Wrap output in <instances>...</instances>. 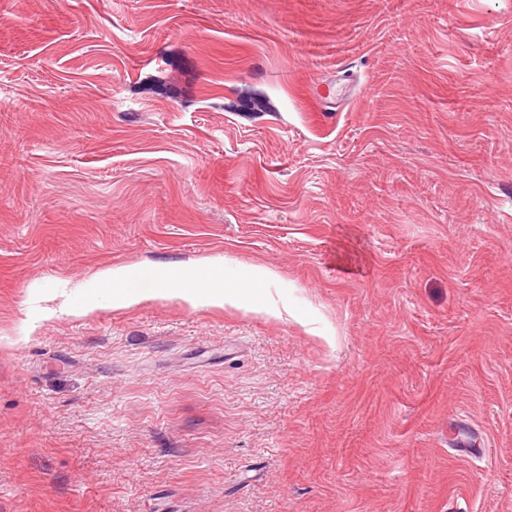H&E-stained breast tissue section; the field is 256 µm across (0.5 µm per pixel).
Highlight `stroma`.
Listing matches in <instances>:
<instances>
[{
  "instance_id": "1",
  "label": "stroma",
  "mask_w": 512,
  "mask_h": 512,
  "mask_svg": "<svg viewBox=\"0 0 512 512\" xmlns=\"http://www.w3.org/2000/svg\"><path fill=\"white\" fill-rule=\"evenodd\" d=\"M0 512H512V0H0ZM226 265L227 262L225 261L223 264V259L196 262L189 266L188 268L191 269L184 273L182 272L188 268L174 274H158V279L151 280L147 285L140 288H129L131 272L126 267H108L98 271L93 280L87 282V284H95L97 288H108L112 292L113 301L118 305L128 306L155 298L163 293L175 292L181 294L182 298L191 304L218 307L230 305L240 308L242 307L241 298L245 291L242 288H250V291L255 292L259 288H266L278 278L277 274L268 268L255 267L249 275L245 276L242 288L238 285L230 286L226 284V275L224 279L215 278L201 288H184L183 286L182 288H168L169 284L173 282L182 284L186 274L192 270L223 268Z\"/></svg>"
}]
</instances>
